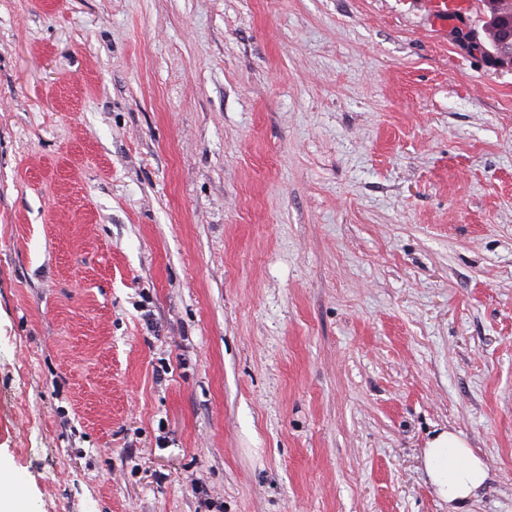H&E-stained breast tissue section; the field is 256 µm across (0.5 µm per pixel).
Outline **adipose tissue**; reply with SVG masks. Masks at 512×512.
Listing matches in <instances>:
<instances>
[{
    "instance_id": "ef3b65f1",
    "label": "adipose tissue",
    "mask_w": 512,
    "mask_h": 512,
    "mask_svg": "<svg viewBox=\"0 0 512 512\" xmlns=\"http://www.w3.org/2000/svg\"><path fill=\"white\" fill-rule=\"evenodd\" d=\"M425 468L439 499L450 512H466L467 503L477 497L487 478V468L461 435L443 430L428 441Z\"/></svg>"
}]
</instances>
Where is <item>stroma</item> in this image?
Returning <instances> with one entry per match:
<instances>
[{
  "instance_id": "35a3bbf8",
  "label": "stroma",
  "mask_w": 512,
  "mask_h": 512,
  "mask_svg": "<svg viewBox=\"0 0 512 512\" xmlns=\"http://www.w3.org/2000/svg\"><path fill=\"white\" fill-rule=\"evenodd\" d=\"M425 0H0L22 512H512V69ZM425 468L435 494L448 503V512H469L465 505L478 496L487 468L461 435L443 430L427 442Z\"/></svg>"
}]
</instances>
